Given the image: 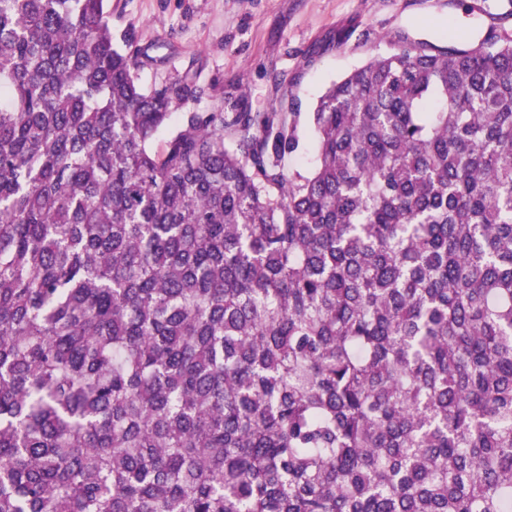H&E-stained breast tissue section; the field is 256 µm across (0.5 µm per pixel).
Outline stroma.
<instances>
[{"label":"stroma","instance_id":"obj_1","mask_svg":"<svg viewBox=\"0 0 512 512\" xmlns=\"http://www.w3.org/2000/svg\"><path fill=\"white\" fill-rule=\"evenodd\" d=\"M471 38L512 33V0H112V29L130 32L147 56L152 88L193 69L209 96L198 111L240 100L254 112L275 106L274 77L286 78L301 114L334 81L398 36L442 43L449 20Z\"/></svg>","mask_w":512,"mask_h":512}]
</instances>
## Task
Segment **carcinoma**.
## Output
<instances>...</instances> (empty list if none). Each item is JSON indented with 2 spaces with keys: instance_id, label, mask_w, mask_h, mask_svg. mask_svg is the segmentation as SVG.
Masks as SVG:
<instances>
[{
  "instance_id": "cac0c4a2",
  "label": "carcinoma",
  "mask_w": 512,
  "mask_h": 512,
  "mask_svg": "<svg viewBox=\"0 0 512 512\" xmlns=\"http://www.w3.org/2000/svg\"><path fill=\"white\" fill-rule=\"evenodd\" d=\"M309 115L0 0V512H512V37ZM168 135L155 144L162 131Z\"/></svg>"
}]
</instances>
